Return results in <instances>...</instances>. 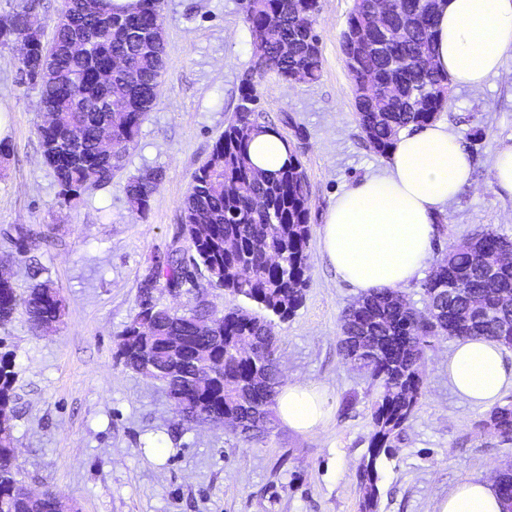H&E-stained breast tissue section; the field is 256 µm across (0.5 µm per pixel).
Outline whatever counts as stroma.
Wrapping results in <instances>:
<instances>
[{
  "label": "stroma",
  "mask_w": 512,
  "mask_h": 512,
  "mask_svg": "<svg viewBox=\"0 0 512 512\" xmlns=\"http://www.w3.org/2000/svg\"><path fill=\"white\" fill-rule=\"evenodd\" d=\"M320 4V78L286 85L269 76L256 86L265 122L305 169L311 199L305 299L276 326L283 382L322 386L332 407L329 423L307 434L275 417L268 434L250 441L219 422L179 424L166 390L116 355L148 268L188 247L179 235L182 201L251 65L241 0H164L167 64L157 103L111 182L68 203L42 157L38 89L20 72L17 47L0 44V100L12 106L11 154L0 165V259L18 292L48 280L65 304L47 333L21 309L0 325V356L11 355L16 371L14 443L32 490L52 489L78 512H359L379 387L340 352V317L356 296L321 254L317 232L337 195L385 159L357 123L341 46L354 0ZM438 120L460 137L473 168L438 221L432 256L481 231L512 237V198L493 185L495 151L512 138V52L482 87L451 88ZM149 168L162 179L141 216L125 186ZM19 224L35 231L21 249L10 238ZM452 348L440 339L425 351L423 395L392 456L378 464V512H434L457 482L491 480L512 464V442L481 427L486 408L449 386ZM156 436L168 447L161 458L147 448Z\"/></svg>",
  "instance_id": "stroma-1"
}]
</instances>
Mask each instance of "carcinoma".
<instances>
[{
	"label": "carcinoma",
	"instance_id": "cac0c4a2",
	"mask_svg": "<svg viewBox=\"0 0 512 512\" xmlns=\"http://www.w3.org/2000/svg\"><path fill=\"white\" fill-rule=\"evenodd\" d=\"M163 0H141L134 11L114 12L102 2L94 14L73 9L70 23L54 27L50 47L57 52L58 75L37 82L41 109L49 122L37 126L45 163L54 172L59 196L69 202L88 184L104 185L116 167L97 153L100 130L109 123L112 138L128 152L146 113L156 105L165 69ZM31 0L7 15L0 25V44L20 41L30 47L21 70L35 81L33 63L43 47L42 32L28 24ZM376 0H354L342 45L364 28ZM319 0H249L243 21L252 40V62L240 80L234 115L215 142L209 159L192 175L181 207L180 232L188 242L190 261L169 253L155 262L140 285L138 311L125 326L117 359L161 383L174 401L182 422L233 420L234 432L254 439L268 432L269 406L281 385L276 321L290 319L305 298L309 271L311 201L306 174L296 154L287 165L265 174L251 162L252 138L278 130L261 121L255 79L272 75L282 83L315 82L322 57L314 23ZM112 21V31L92 44L87 56L73 55L68 45L77 32ZM432 0H393L383 27H405L398 42L346 61L352 82H367L373 92L356 103L358 123L371 148L386 156L398 135L412 125L436 120L448 106V78L430 68L435 54ZM124 59L112 84L102 88L94 72L110 59ZM81 86L85 97H75ZM105 97L112 111H92ZM79 133L82 148L72 150L60 136ZM161 174L145 169L129 179L126 196L132 209L145 214ZM512 239L495 231L448 245L422 284L430 309L417 314L399 290L381 288L356 299L340 318V351L353 363L370 369L381 391L373 406L374 432L359 474L360 512H377L381 456L390 455L422 396V359L433 339L487 338L512 347V264L501 255ZM208 284L252 305L220 312L204 292L194 290L195 274ZM186 295L179 307H161L153 293ZM24 307L32 325L47 328L59 322L64 305L50 281L35 284L27 295L0 276V323L11 321ZM179 340L171 350L172 338ZM16 372L12 359L0 357V407L10 412ZM502 443L512 442V400L494 406L483 421ZM13 427L0 423V512H55L57 496L50 489L36 499L21 491L23 472L13 455ZM503 512L512 509V469L496 478Z\"/></svg>",
	"mask_w": 512,
	"mask_h": 512
}]
</instances>
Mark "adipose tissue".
I'll return each instance as SVG.
<instances>
[{
    "mask_svg": "<svg viewBox=\"0 0 512 512\" xmlns=\"http://www.w3.org/2000/svg\"><path fill=\"white\" fill-rule=\"evenodd\" d=\"M431 65L451 85L478 88L500 75L512 51V0H437ZM472 161L447 125L402 131L380 172L365 176L329 207L321 248L341 280L362 296L397 289L421 276L436 223L470 177ZM448 383L476 406L494 404L512 386V364L485 339H460L448 359ZM274 410L288 427L308 432L329 415L327 397L306 383L279 391ZM437 512H503L492 481L465 480Z\"/></svg>",
    "mask_w": 512,
    "mask_h": 512,
    "instance_id": "obj_1",
    "label": "adipose tissue"
}]
</instances>
